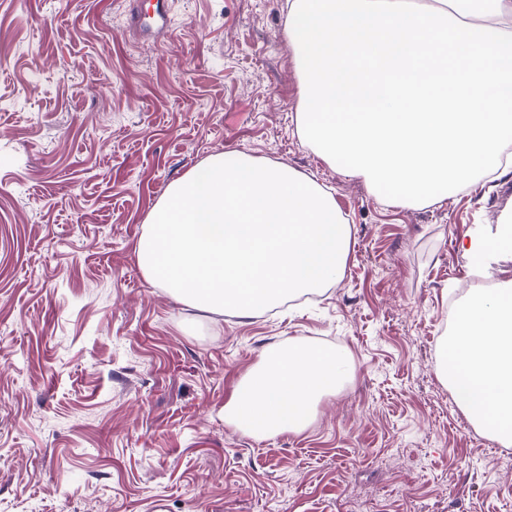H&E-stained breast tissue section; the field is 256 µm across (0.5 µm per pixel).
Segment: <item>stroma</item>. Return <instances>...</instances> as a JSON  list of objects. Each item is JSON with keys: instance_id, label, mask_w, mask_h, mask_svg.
<instances>
[{"instance_id": "obj_1", "label": "stroma", "mask_w": 512, "mask_h": 512, "mask_svg": "<svg viewBox=\"0 0 512 512\" xmlns=\"http://www.w3.org/2000/svg\"><path fill=\"white\" fill-rule=\"evenodd\" d=\"M286 0H174L158 41L129 0H0V512H512V447L438 374L448 299L512 286L461 245L512 211V173L381 203L295 130ZM294 169L350 226L317 299L247 315L178 302L137 246L214 155ZM294 338L349 366L307 428L226 421Z\"/></svg>"}]
</instances>
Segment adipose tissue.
<instances>
[{"instance_id":"ef3b65f1","label":"adipose tissue","mask_w":512,"mask_h":512,"mask_svg":"<svg viewBox=\"0 0 512 512\" xmlns=\"http://www.w3.org/2000/svg\"><path fill=\"white\" fill-rule=\"evenodd\" d=\"M441 349V378L468 419L503 446L512 445V288L472 292L454 314ZM341 359L331 351H288L263 360L236 386L226 419L266 435L304 429L316 401L334 391Z\"/></svg>"}]
</instances>
